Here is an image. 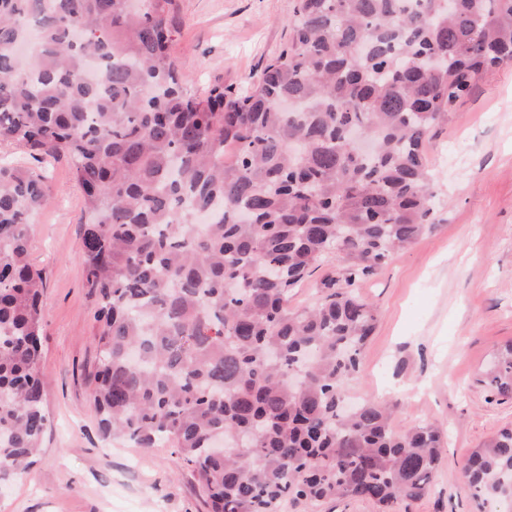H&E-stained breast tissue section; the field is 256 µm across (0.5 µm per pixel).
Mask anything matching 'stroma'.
<instances>
[{
  "instance_id": "1",
  "label": "stroma",
  "mask_w": 512,
  "mask_h": 512,
  "mask_svg": "<svg viewBox=\"0 0 512 512\" xmlns=\"http://www.w3.org/2000/svg\"><path fill=\"white\" fill-rule=\"evenodd\" d=\"M297 0H175L171 54L188 93L245 92L285 48ZM437 222L360 282L377 311L350 399L396 403V427L448 435L433 493L398 512H477L461 474L470 453L512 426L480 377L512 341V65L486 75L429 142ZM52 202L31 217L28 260L45 280L39 368L48 428L34 462L0 488V512H207L170 448L103 437L91 404L92 301L81 261L86 221L67 158L48 165Z\"/></svg>"
}]
</instances>
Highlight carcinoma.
<instances>
[{"mask_svg": "<svg viewBox=\"0 0 512 512\" xmlns=\"http://www.w3.org/2000/svg\"><path fill=\"white\" fill-rule=\"evenodd\" d=\"M173 4L0 0V142L68 155L90 216L99 426L175 449L210 512H395L433 491L443 433L345 409L376 322L352 286L434 227L427 144L512 64V0H297L252 90L204 97L170 56ZM52 197L42 172L0 165V483L48 426L27 247ZM333 253L330 291L290 308ZM484 382L512 400V342ZM461 472L478 512H512V427ZM317 512H376V508L365 501L354 498H332L317 506Z\"/></svg>", "mask_w": 512, "mask_h": 512, "instance_id": "obj_1", "label": "carcinoma"}]
</instances>
